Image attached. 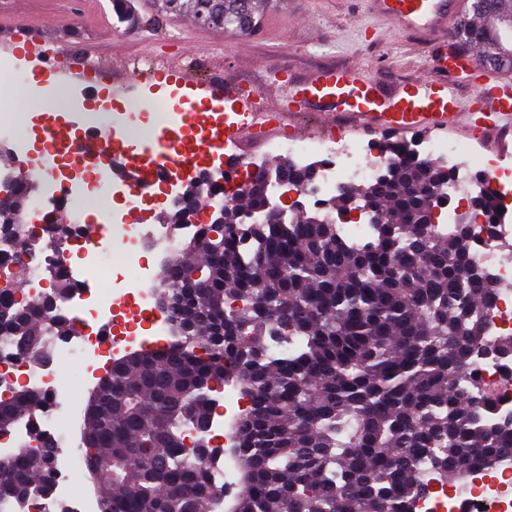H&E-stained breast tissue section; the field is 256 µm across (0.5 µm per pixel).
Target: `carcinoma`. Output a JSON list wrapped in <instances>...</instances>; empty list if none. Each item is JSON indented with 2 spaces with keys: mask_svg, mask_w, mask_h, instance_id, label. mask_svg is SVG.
Returning <instances> with one entry per match:
<instances>
[{
  "mask_svg": "<svg viewBox=\"0 0 512 512\" xmlns=\"http://www.w3.org/2000/svg\"><path fill=\"white\" fill-rule=\"evenodd\" d=\"M154 0L189 17L207 8L221 26L255 29L261 0ZM472 4L461 41L494 66L512 67V42L499 33L512 0ZM297 184L312 179L283 159L274 166ZM448 173L412 157L327 202L339 213L363 206L374 218L361 242L344 237L320 211L280 216L263 187L206 224L172 259L169 312L191 330L175 343L112 361L90 394L81 442L87 470L103 491L99 512H216L224 491L207 464L222 449L205 437L213 393L233 382L250 405L232 422L227 454L239 474L229 512H407L423 492L419 461L448 482L478 462L512 454V433L483 423L489 409L475 376L484 313L497 281L474 260L471 225L446 231L425 223L427 206L447 203ZM27 176L0 199V229L15 230L17 257L33 232L23 215ZM266 209L263 224L240 212ZM209 288L193 291L197 281ZM0 288V336L32 360L41 336L73 334L58 307L60 281L37 300ZM42 397L18 389L0 400V435L24 425L40 442L39 464L23 448L0 455V501L26 512L30 490L45 512H69L51 497L60 450L37 432Z\"/></svg>",
  "mask_w": 512,
  "mask_h": 512,
  "instance_id": "cac0c4a2",
  "label": "carcinoma"
}]
</instances>
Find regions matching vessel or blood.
<instances>
[{
	"mask_svg": "<svg viewBox=\"0 0 512 512\" xmlns=\"http://www.w3.org/2000/svg\"><path fill=\"white\" fill-rule=\"evenodd\" d=\"M371 3L380 15L419 33L430 32L461 12L459 0H371ZM463 66L460 58H443L439 75L420 78L394 95L385 93L372 79L345 70L327 69L289 91L286 101L293 105L312 99L327 102L334 108L329 118L330 129L339 133L349 127L386 133L447 130L455 127L464 115L480 137L512 120V81L497 73H479L476 78L481 94L479 107L467 113L447 80L448 75ZM163 74V85L168 88L174 107L152 144L144 149L147 164H138L124 153L121 136L127 131L125 120L117 117L112 122L113 165L135 186L147 188L158 184L170 166L189 164L197 149L178 144V137L185 131H205L207 154L223 159L224 175L231 179L238 172L239 150L246 139L259 132L275 135L287 128L285 108L258 112L250 96L244 95L230 109L212 84L193 78L186 70L167 68ZM53 77L80 86L84 100L90 103L100 87L98 81L81 72L57 71ZM43 122L49 154L76 146L85 158L99 156L105 138L97 128L78 118L67 119L51 112L44 114Z\"/></svg>",
	"mask_w": 512,
	"mask_h": 512,
	"instance_id": "1",
	"label": "vessel or blood"
}]
</instances>
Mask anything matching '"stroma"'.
<instances>
[{
	"label": "stroma",
	"mask_w": 512,
	"mask_h": 512,
	"mask_svg": "<svg viewBox=\"0 0 512 512\" xmlns=\"http://www.w3.org/2000/svg\"><path fill=\"white\" fill-rule=\"evenodd\" d=\"M58 0H0V10L20 18L53 16L54 24L39 28L46 48L66 47L60 61L76 68L86 62L105 63V85L113 107L137 114L134 90L152 84L159 64L178 66L194 78L216 80L231 93L257 90L259 110L279 103L290 84L313 77L326 68L354 71L376 79L394 92L434 73L439 51L459 45L458 27L423 36L402 28L376 13L370 0H268L258 27L248 33L202 26L180 15L157 14L150 0H134V14L119 19L112 0H81L80 5L58 8ZM194 41L193 53L184 50ZM26 120L18 144L0 142L15 149L24 169L40 163L41 115L46 107L36 91L25 95ZM130 184L112 180L113 197L103 203L88 198L83 221L110 235L111 224H156L167 209L152 201L138 210L124 203ZM109 208L111 224L100 223L102 208Z\"/></svg>",
	"instance_id": "35a3bbf8"
}]
</instances>
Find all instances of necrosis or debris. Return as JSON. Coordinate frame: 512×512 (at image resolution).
Wrapping results in <instances>:
<instances>
[{
  "label": "necrosis or debris",
  "instance_id": "necrosis-or-debris-1",
  "mask_svg": "<svg viewBox=\"0 0 512 512\" xmlns=\"http://www.w3.org/2000/svg\"><path fill=\"white\" fill-rule=\"evenodd\" d=\"M299 168L316 167L319 180L309 198L320 205L324 195L347 187L371 182L382 165L396 159L393 151L365 146L344 138L324 137L299 140L284 137L274 144ZM426 156L439 161L449 174L448 197L469 198L473 188H493L499 210L492 216L476 214L472 232L476 236L475 260L496 279L510 283L499 293L488 315L484 341L486 348L477 358V374L490 394L493 409L488 417L495 425L512 431V353L498 350L500 338L512 336V189L502 182L499 171L476 169L470 156L450 140L426 141ZM110 157L90 164H78L72 177L61 181L52 200L53 206L68 213L70 241L84 245V275L71 277V252L46 241H36L26 266V298L42 296V284L62 276L70 281V293L60 301L63 310L74 314L82 325L77 341L58 343L55 335L44 338L56 347L57 356L76 361L86 370L121 346L147 347L167 343L174 334L171 316L157 301L161 278L143 274L145 257L166 262L175 255L178 242L166 225L123 224L119 227L122 248H115L110 238H89L80 215L90 194L108 197L112 192L109 175ZM117 267L129 272L124 291L117 292L102 278L103 270ZM46 394L48 403L39 415L46 433L56 446L68 448L58 428L61 414H75L78 402L68 380L61 378L52 362L35 363L20 353L9 340L0 338V396L18 387ZM425 494L417 499L411 512H512V455H503L489 465H477L453 483L441 484L430 464H422Z\"/></svg>",
  "mask_w": 512,
  "mask_h": 512
}]
</instances>
